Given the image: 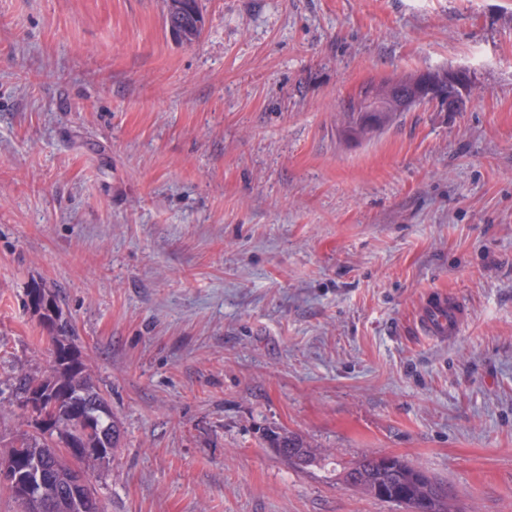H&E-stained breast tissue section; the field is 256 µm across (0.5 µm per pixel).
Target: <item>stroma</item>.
<instances>
[{
    "label": "stroma",
    "instance_id": "obj_1",
    "mask_svg": "<svg viewBox=\"0 0 512 512\" xmlns=\"http://www.w3.org/2000/svg\"><path fill=\"white\" fill-rule=\"evenodd\" d=\"M201 4L184 46L164 0H0V421L39 284L121 428L104 512H407L343 485L370 453L512 512V0ZM448 69L462 111L342 136L366 83ZM468 319L462 300L453 294H441L424 304L420 312L422 328L437 338L457 336ZM265 439L281 457L297 465L308 466L316 460V450L298 435L270 430Z\"/></svg>",
    "mask_w": 512,
    "mask_h": 512
}]
</instances>
